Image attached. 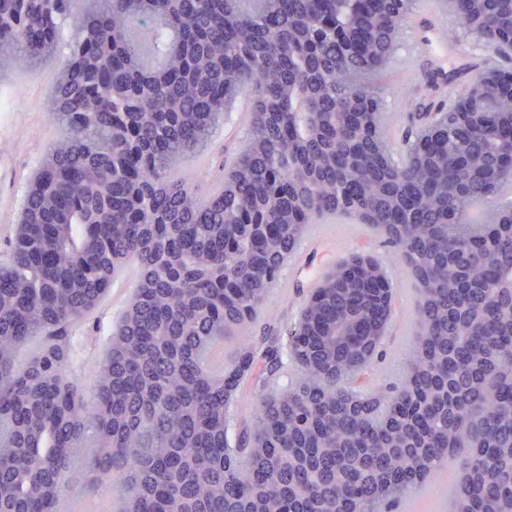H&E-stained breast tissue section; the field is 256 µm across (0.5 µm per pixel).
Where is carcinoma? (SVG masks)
I'll return each mask as SVG.
<instances>
[{"label":"carcinoma","mask_w":512,"mask_h":512,"mask_svg":"<svg viewBox=\"0 0 512 512\" xmlns=\"http://www.w3.org/2000/svg\"><path fill=\"white\" fill-rule=\"evenodd\" d=\"M0 0V62L68 56L50 117L64 128L23 198L0 269V512H58L106 476L122 512H400L470 449L455 512H512V69L381 130L376 78L413 0ZM495 59L512 0H451ZM81 9L80 27L65 35ZM248 98L224 179L180 173ZM380 226L420 287L421 334L401 378L353 389L380 355L387 305L372 265L325 276L288 345L264 331L216 375L204 356L259 314L307 224ZM137 290L88 368L77 333L117 277ZM37 339L26 364L18 351ZM299 373L240 426L256 367ZM88 376L91 401L60 386Z\"/></svg>","instance_id":"obj_1"}]
</instances>
